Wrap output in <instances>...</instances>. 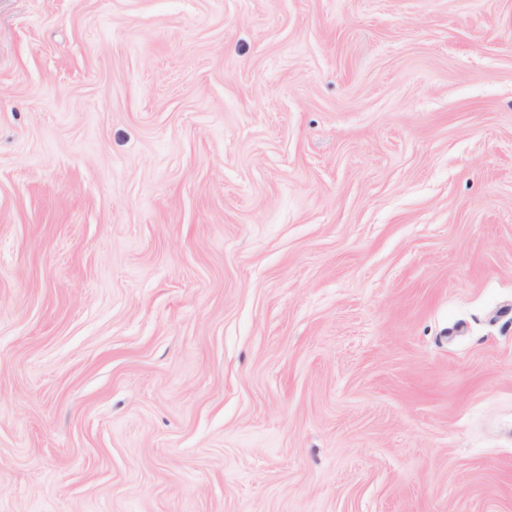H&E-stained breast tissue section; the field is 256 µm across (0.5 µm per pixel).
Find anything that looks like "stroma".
Segmentation results:
<instances>
[{
    "mask_svg": "<svg viewBox=\"0 0 512 512\" xmlns=\"http://www.w3.org/2000/svg\"><path fill=\"white\" fill-rule=\"evenodd\" d=\"M0 512H512V0H0Z\"/></svg>",
    "mask_w": 512,
    "mask_h": 512,
    "instance_id": "35a3bbf8",
    "label": "stroma"
}]
</instances>
